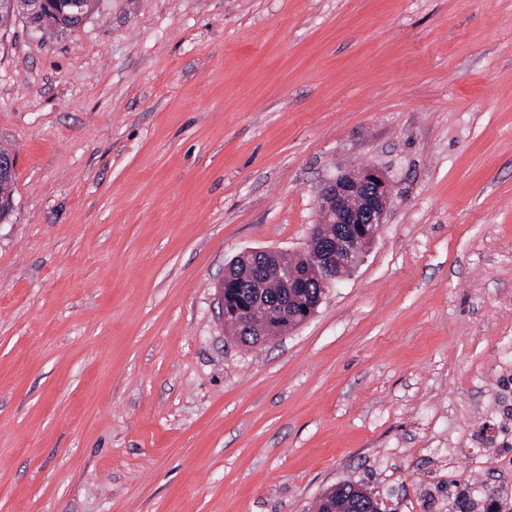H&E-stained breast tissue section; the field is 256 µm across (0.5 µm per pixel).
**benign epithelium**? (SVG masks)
Returning <instances> with one entry per match:
<instances>
[{
	"label": "benign epithelium",
	"instance_id": "benign-epithelium-1",
	"mask_svg": "<svg viewBox=\"0 0 512 512\" xmlns=\"http://www.w3.org/2000/svg\"><path fill=\"white\" fill-rule=\"evenodd\" d=\"M392 201L389 180L375 166L346 171L327 181L319 192L318 221L307 249L304 266L282 270L264 264L265 249L239 255L250 261L246 279L273 280L288 293L280 315L302 325L317 311L327 291L359 264L362 253L378 239ZM272 316L268 305L255 301L242 307L234 322L238 335L248 336Z\"/></svg>",
	"mask_w": 512,
	"mask_h": 512
}]
</instances>
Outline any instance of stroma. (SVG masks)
<instances>
[{
  "label": "stroma",
  "mask_w": 512,
  "mask_h": 512,
  "mask_svg": "<svg viewBox=\"0 0 512 512\" xmlns=\"http://www.w3.org/2000/svg\"><path fill=\"white\" fill-rule=\"evenodd\" d=\"M0 512H312L368 482L495 500L512 383V0H99L0 25ZM381 167L312 318L224 331L230 260L303 253ZM56 5L54 7L53 12H44L43 15L32 16L29 14V8L27 7L26 0H16V8L22 6L25 11V17L30 25L36 28H45V27H61L66 28L75 27L78 25L97 5L98 0H79V2L83 3L84 11L83 17L80 19L78 16L74 14L77 12L70 5V0H54ZM20 3V5H19ZM50 19V20H49ZM355 481H344L336 484L335 491L332 493L331 498L328 501L320 499L316 503V512H327L329 509V502L332 506L329 510L334 512L336 507L345 508V512H349L352 508V487L357 485L360 489L368 491L364 484L354 483ZM336 504V506H334ZM336 512V511H335Z\"/></svg>",
  "instance_id": "35a3bbf8"
}]
</instances>
